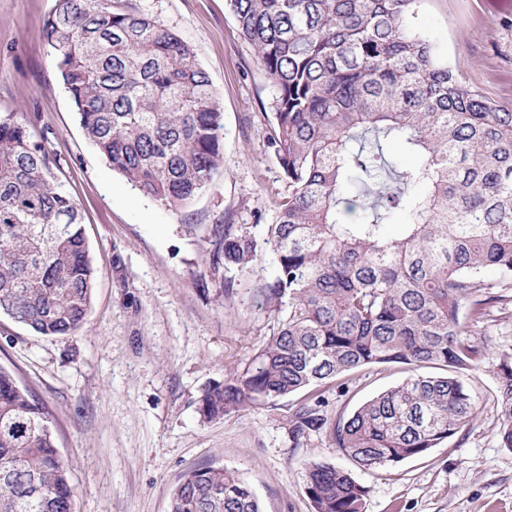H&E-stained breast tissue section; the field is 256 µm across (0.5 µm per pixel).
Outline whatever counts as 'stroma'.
<instances>
[{
    "label": "stroma",
    "instance_id": "stroma-1",
    "mask_svg": "<svg viewBox=\"0 0 512 512\" xmlns=\"http://www.w3.org/2000/svg\"><path fill=\"white\" fill-rule=\"evenodd\" d=\"M53 4L0 0V114L35 117L45 129L83 217L94 288L84 324L62 339L0 316V366L45 406L74 512H168L171 491L203 466L235 471L262 512H315L306 493L314 462L350 472L366 490L365 512H512V448L497 435L493 376L499 353L512 349V320L495 312L471 332L487 346L470 380L476 417L424 456L372 471L329 435L293 443L298 394L200 415L203 389L241 376L276 327L262 296L272 252L246 271L212 257L216 225L263 238L285 192L266 145L274 89L227 0H139L193 46L224 112L222 167L191 204L169 209L113 172L85 138L43 38ZM414 24L468 85L512 109V0H419ZM411 373L389 364L344 375L323 410L349 416Z\"/></svg>",
    "mask_w": 512,
    "mask_h": 512
}]
</instances>
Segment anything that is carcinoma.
<instances>
[{"label":"carcinoma","mask_w":512,"mask_h":512,"mask_svg":"<svg viewBox=\"0 0 512 512\" xmlns=\"http://www.w3.org/2000/svg\"><path fill=\"white\" fill-rule=\"evenodd\" d=\"M418 0H228L273 84L267 147L286 193L259 240L214 229V255L247 270L276 257L263 286L277 327L246 372L203 389L212 419L259 398L307 392L294 442L331 436L360 466L423 456L473 419L462 375L487 347L469 327L512 318V109L471 89L412 26ZM85 138L143 195L171 208L223 161L224 112L194 49L128 3L55 0L43 23ZM399 138L418 161L386 152ZM44 135L0 117V315L58 338L84 323L94 288L82 217ZM359 210L357 221L346 215ZM406 214L401 235L385 227ZM487 269L498 275L488 291ZM436 365L329 419L322 393L372 364ZM497 434L512 448V351L494 371ZM316 512H364L352 475L312 463ZM73 488L42 405L0 367V512H72ZM170 512H261L234 471L186 473Z\"/></svg>","instance_id":"cac0c4a2"}]
</instances>
